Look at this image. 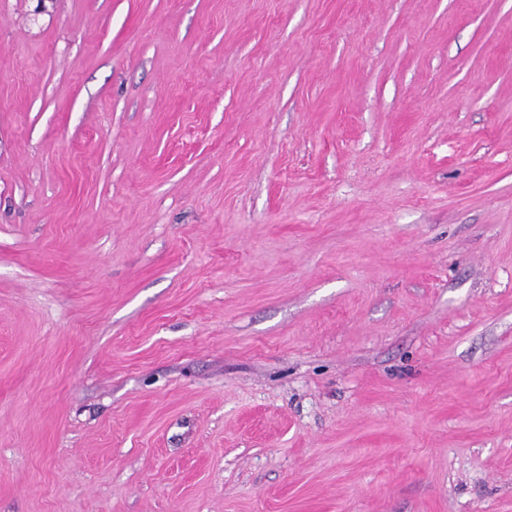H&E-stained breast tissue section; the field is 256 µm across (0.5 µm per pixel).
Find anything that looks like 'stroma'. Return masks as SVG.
Returning a JSON list of instances; mask_svg holds the SVG:
<instances>
[{"label":"stroma","instance_id":"1","mask_svg":"<svg viewBox=\"0 0 512 512\" xmlns=\"http://www.w3.org/2000/svg\"><path fill=\"white\" fill-rule=\"evenodd\" d=\"M0 512H512V0H0Z\"/></svg>","mask_w":512,"mask_h":512}]
</instances>
